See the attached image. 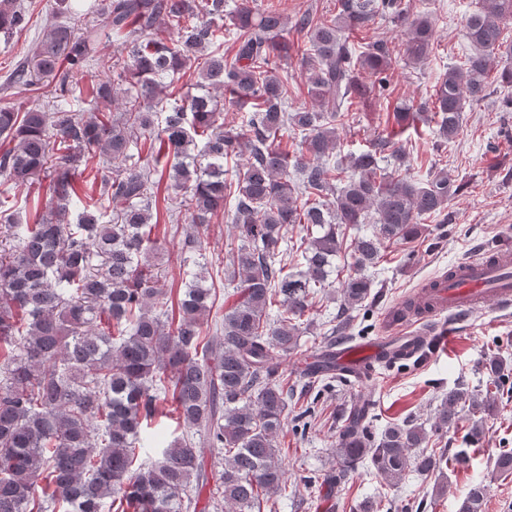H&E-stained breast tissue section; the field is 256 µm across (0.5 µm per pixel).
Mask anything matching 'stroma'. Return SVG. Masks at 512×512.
Returning a JSON list of instances; mask_svg holds the SVG:
<instances>
[{"mask_svg": "<svg viewBox=\"0 0 512 512\" xmlns=\"http://www.w3.org/2000/svg\"><path fill=\"white\" fill-rule=\"evenodd\" d=\"M24 4L30 16L27 28L9 40L0 39V107H49L53 104V88L9 84L13 69L32 58L47 28L57 20L54 0H24ZM484 5V0H411L412 11L433 15L437 46L422 65L393 56L388 73L396 100L415 104L425 100L448 67L462 64L471 51L465 36L467 20ZM487 82L489 96L465 108L462 129L448 147L436 148L435 125L431 122L418 123L400 135L412 175L423 178L434 168H444L462 188L448 204V222L434 224L427 239L384 249L372 275L375 286L366 312L351 321L341 338L369 343L380 335L384 313L421 281L479 251L512 242V112L502 104L508 87L501 82L498 70H490ZM386 104V99H375L373 107L353 113L339 128L344 150L367 148L383 134ZM169 208L177 224L166 227L164 250L158 260L159 285L164 289L181 282L180 254L187 225V212L178 200H170ZM339 310V299L318 292L308 313L313 327L301 336L298 349L281 359V368L296 389L288 402L289 417H296L306 405L316 407V417L305 436L295 435L288 426L280 438L288 485L300 491L304 505L295 507L292 497L275 495L262 504L261 512H359V503L366 499L400 508L415 497L427 499V512H459L465 492L476 482L486 487L484 512H512V475L493 470L500 449L512 448V397L497 399L496 414L485 418V437L479 444L469 447L464 442L473 422L467 413L457 426L433 435L437 447H464L470 455L468 464L452 463L445 469L441 493H434L433 479L415 474L399 486H389L366 465L341 483L326 480L336 466L332 451L339 432L336 414L340 409L369 401L368 419L377 433L408 419L433 422L440 400L449 389L463 383L485 391L492 379L482 367L487 357L498 354L512 364V308L503 310L489 304L484 310L468 314L465 332L452 341L436 342L414 364L386 367L367 382L326 389L306 373L304 366L311 355L340 338L329 329L330 319Z\"/></svg>", "mask_w": 512, "mask_h": 512, "instance_id": "1", "label": "stroma"}]
</instances>
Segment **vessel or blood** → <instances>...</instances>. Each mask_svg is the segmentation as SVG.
<instances>
[{
    "instance_id": "b4317fda",
    "label": "vessel or blood",
    "mask_w": 512,
    "mask_h": 512,
    "mask_svg": "<svg viewBox=\"0 0 512 512\" xmlns=\"http://www.w3.org/2000/svg\"><path fill=\"white\" fill-rule=\"evenodd\" d=\"M491 301L504 309L512 307V246L508 244L464 260L421 284L406 302L387 310L382 334L374 342L337 344L336 366L345 375L365 378L368 368L416 356L427 337L452 340L454 333L442 328V318L450 313L464 316Z\"/></svg>"
}]
</instances>
